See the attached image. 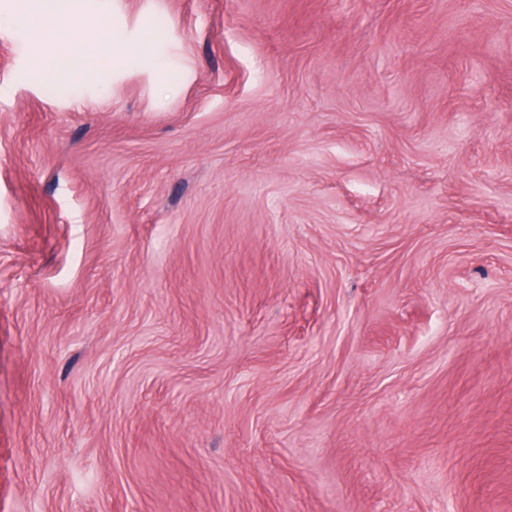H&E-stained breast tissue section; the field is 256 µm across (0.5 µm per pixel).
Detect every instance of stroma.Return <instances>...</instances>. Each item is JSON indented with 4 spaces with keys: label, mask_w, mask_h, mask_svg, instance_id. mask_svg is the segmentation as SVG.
I'll return each mask as SVG.
<instances>
[{
    "label": "stroma",
    "mask_w": 512,
    "mask_h": 512,
    "mask_svg": "<svg viewBox=\"0 0 512 512\" xmlns=\"http://www.w3.org/2000/svg\"><path fill=\"white\" fill-rule=\"evenodd\" d=\"M21 4L0 512H512V0Z\"/></svg>",
    "instance_id": "stroma-1"
}]
</instances>
